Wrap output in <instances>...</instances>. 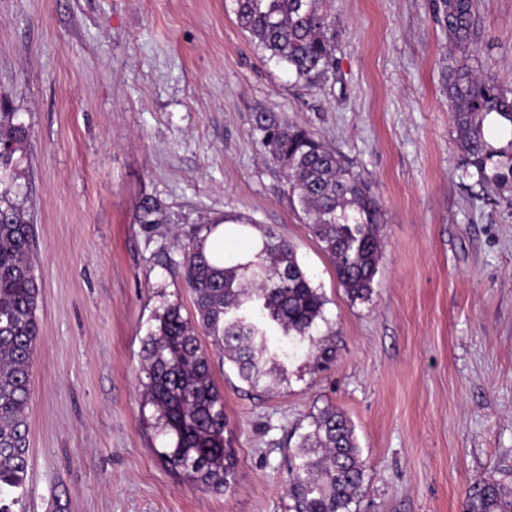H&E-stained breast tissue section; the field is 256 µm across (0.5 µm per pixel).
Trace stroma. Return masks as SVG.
I'll return each mask as SVG.
<instances>
[{
	"label": "stroma",
	"instance_id": "35a3bbf8",
	"mask_svg": "<svg viewBox=\"0 0 512 512\" xmlns=\"http://www.w3.org/2000/svg\"><path fill=\"white\" fill-rule=\"evenodd\" d=\"M435 0H320L333 61L315 82L271 59L230 0H0V108L42 282L28 492L15 512H288V455L333 406L365 462L352 512H463L512 471V191L462 177ZM475 59L512 90V0H475ZM267 110L353 163L382 211L368 301H351L252 131ZM153 200L162 221L137 219ZM239 258L274 227L326 298L335 361H288L252 391L208 336L237 484L170 471L142 345L169 304L193 316L185 246L215 225Z\"/></svg>",
	"mask_w": 512,
	"mask_h": 512
}]
</instances>
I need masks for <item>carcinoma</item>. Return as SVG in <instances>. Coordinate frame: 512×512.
<instances>
[{"instance_id": "cac0c4a2", "label": "carcinoma", "mask_w": 512, "mask_h": 512, "mask_svg": "<svg viewBox=\"0 0 512 512\" xmlns=\"http://www.w3.org/2000/svg\"><path fill=\"white\" fill-rule=\"evenodd\" d=\"M243 30L270 57L311 81L333 58L329 23L320 0H232ZM448 44V108L458 134L462 175L481 186L512 188V141L496 148L484 130L494 113L512 127V93L474 65L475 0H438ZM253 130L269 158L286 172L292 195L351 300H366L381 260V214L372 185L315 133L287 117L258 112ZM14 112H0V512H14L26 490L30 465V376L39 336L36 309L42 283L35 274L34 225L15 185L14 155L28 140ZM150 201L141 224L159 223ZM199 241L184 252L187 288L196 322L168 305L143 342L145 397L155 407L156 429L171 436L160 451L166 465L205 491L236 484V458L224 396L214 382L197 328L212 338L250 388L270 392L288 381L290 345L307 342L315 368L334 362L336 349L320 331L326 299L298 262L293 244L262 229L254 258L230 262ZM365 469L355 428L345 413L327 408L309 416L295 444L288 478V512H352ZM465 512H512V482L483 478L469 489Z\"/></svg>"}]
</instances>
